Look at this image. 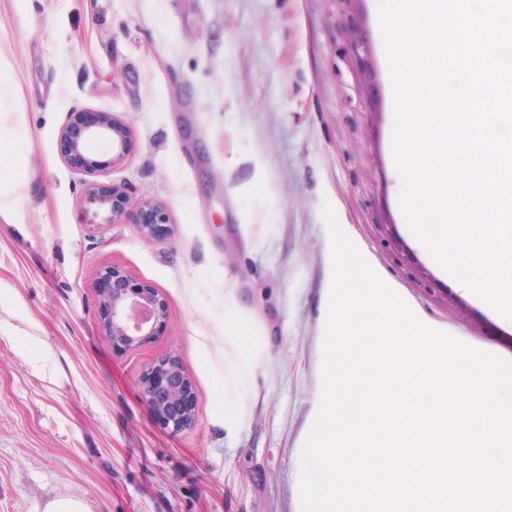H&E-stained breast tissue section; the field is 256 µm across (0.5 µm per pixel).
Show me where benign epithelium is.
I'll return each mask as SVG.
<instances>
[{
	"label": "benign epithelium",
	"mask_w": 512,
	"mask_h": 512,
	"mask_svg": "<svg viewBox=\"0 0 512 512\" xmlns=\"http://www.w3.org/2000/svg\"><path fill=\"white\" fill-rule=\"evenodd\" d=\"M62 137L67 144L68 161L90 176L84 181L83 223L100 227L130 219L141 238L153 240L161 236L164 227L171 223L166 206L143 202L132 209L131 196L126 190L114 187L106 191L91 180L100 172L99 162L90 152L91 144L109 142L117 149L113 161H120L131 137L129 126L109 112H73L62 130ZM98 280L104 334L112 349L123 352L154 339L166 318V304L159 293L148 287H129L128 278L115 267L99 271ZM141 385L142 399L165 427L179 432L194 424L190 383L183 369L173 365L169 358L164 357L150 366ZM164 394L169 401L179 404L182 415L172 416L160 403L159 397Z\"/></svg>",
	"instance_id": "benign-epithelium-1"
}]
</instances>
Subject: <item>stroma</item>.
Masks as SVG:
<instances>
[{"instance_id":"obj_1","label":"stroma","mask_w":512,"mask_h":512,"mask_svg":"<svg viewBox=\"0 0 512 512\" xmlns=\"http://www.w3.org/2000/svg\"><path fill=\"white\" fill-rule=\"evenodd\" d=\"M0 57L15 88L0 112V512L59 496L89 512H300L327 206L430 323L512 358V319L461 291L407 225L379 0H0ZM73 112L132 129L121 162L97 145L96 180L165 204L161 238L83 223L84 175L60 137ZM108 266L167 308L123 353L102 334L94 273ZM228 333L263 356L237 386ZM169 355L196 413L178 433L140 394ZM239 398L250 423L231 438L224 403Z\"/></svg>"}]
</instances>
